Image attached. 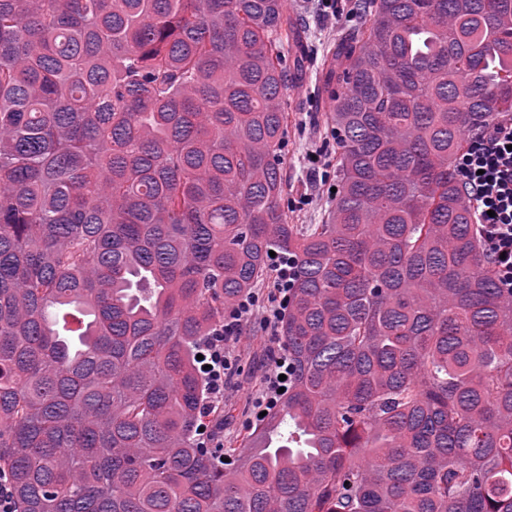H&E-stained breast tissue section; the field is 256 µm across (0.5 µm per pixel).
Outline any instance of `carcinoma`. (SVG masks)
Here are the masks:
<instances>
[{"instance_id": "obj_1", "label": "carcinoma", "mask_w": 512, "mask_h": 512, "mask_svg": "<svg viewBox=\"0 0 512 512\" xmlns=\"http://www.w3.org/2000/svg\"><path fill=\"white\" fill-rule=\"evenodd\" d=\"M292 224L284 0H0V471L16 512H512V294L454 160L512 0H357ZM294 264L288 391L201 445V342Z\"/></svg>"}]
</instances>
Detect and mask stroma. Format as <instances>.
I'll return each mask as SVG.
<instances>
[{
  "label": "stroma",
  "instance_id": "1",
  "mask_svg": "<svg viewBox=\"0 0 512 512\" xmlns=\"http://www.w3.org/2000/svg\"><path fill=\"white\" fill-rule=\"evenodd\" d=\"M287 7L316 31L318 38L313 45L315 56L305 76L300 81L289 82L284 92L289 117L294 121L288 134L285 203L292 223L320 224L326 219L331 198L322 185L309 179L303 167V156L307 148L324 147L327 171L331 174L336 171V144L327 122L332 103L318 92L315 74L330 64V50L349 22L343 15L334 21H321L313 16L307 0H288ZM277 338V327L265 326L261 318L244 323L243 335L232 353L234 374L224 382L225 442L235 441L250 431L264 409L267 380L278 349Z\"/></svg>",
  "mask_w": 512,
  "mask_h": 512
}]
</instances>
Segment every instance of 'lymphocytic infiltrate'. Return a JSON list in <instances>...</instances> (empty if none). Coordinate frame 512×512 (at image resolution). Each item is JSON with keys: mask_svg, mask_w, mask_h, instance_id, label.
<instances>
[{"mask_svg": "<svg viewBox=\"0 0 512 512\" xmlns=\"http://www.w3.org/2000/svg\"><path fill=\"white\" fill-rule=\"evenodd\" d=\"M455 166L473 206L496 284L512 292V113H504L488 129L469 135ZM280 313L277 307L257 311L255 299H245L225 323L223 334L211 337L203 349L202 362L209 378L212 405H219L224 399V375L230 367L224 355L226 344L239 341L244 321L259 315L270 323L279 319Z\"/></svg>", "mask_w": 512, "mask_h": 512, "instance_id": "f902f5d3", "label": "lymphocytic infiltrate"}]
</instances>
